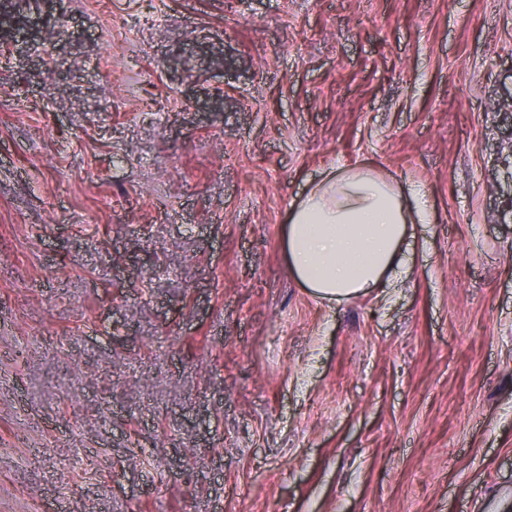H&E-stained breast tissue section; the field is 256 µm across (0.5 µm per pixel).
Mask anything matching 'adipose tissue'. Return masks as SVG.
Instances as JSON below:
<instances>
[{
  "instance_id": "ef3b65f1",
  "label": "adipose tissue",
  "mask_w": 512,
  "mask_h": 512,
  "mask_svg": "<svg viewBox=\"0 0 512 512\" xmlns=\"http://www.w3.org/2000/svg\"><path fill=\"white\" fill-rule=\"evenodd\" d=\"M429 214L425 188L406 198L375 168L329 170L289 213L291 269L318 298L371 294L407 264L401 245L409 218L423 223Z\"/></svg>"
}]
</instances>
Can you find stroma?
Instances as JSON below:
<instances>
[{"mask_svg": "<svg viewBox=\"0 0 512 512\" xmlns=\"http://www.w3.org/2000/svg\"><path fill=\"white\" fill-rule=\"evenodd\" d=\"M0 512H512V0H0ZM424 185L328 301L292 204Z\"/></svg>", "mask_w": 512, "mask_h": 512, "instance_id": "obj_1", "label": "stroma"}]
</instances>
